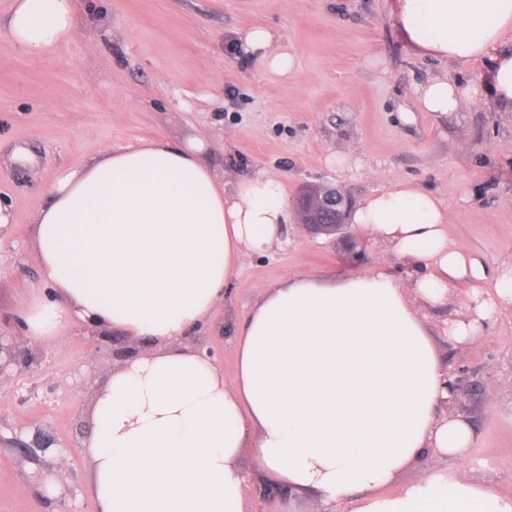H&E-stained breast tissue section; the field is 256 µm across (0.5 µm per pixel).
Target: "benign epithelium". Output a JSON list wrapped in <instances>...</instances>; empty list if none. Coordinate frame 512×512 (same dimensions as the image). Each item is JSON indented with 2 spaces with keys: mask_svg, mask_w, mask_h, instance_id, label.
Returning <instances> with one entry per match:
<instances>
[{
  "mask_svg": "<svg viewBox=\"0 0 512 512\" xmlns=\"http://www.w3.org/2000/svg\"><path fill=\"white\" fill-rule=\"evenodd\" d=\"M295 204L299 228L307 236H324L332 240L338 234L347 236L350 228L348 215L353 208V200L344 188L325 183H306L301 186ZM29 356L28 345L18 340L17 336L0 333V379L8 376L13 369L20 371L29 367ZM448 385L457 401L461 400L462 394L479 390L473 375L462 365L448 370ZM53 444L54 438L42 433L36 436L32 446L16 442V451L22 459L35 462L51 472L53 464L47 462L41 453Z\"/></svg>",
  "mask_w": 512,
  "mask_h": 512,
  "instance_id": "1",
  "label": "benign epithelium"
}]
</instances>
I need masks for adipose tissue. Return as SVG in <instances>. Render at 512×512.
Instances as JSON below:
<instances>
[{
    "label": "adipose tissue",
    "instance_id": "1",
    "mask_svg": "<svg viewBox=\"0 0 512 512\" xmlns=\"http://www.w3.org/2000/svg\"><path fill=\"white\" fill-rule=\"evenodd\" d=\"M415 53L462 67L486 62L477 87L439 76L415 107L451 118L471 95L512 112V0H387ZM75 0H13L0 29L50 54L72 34ZM243 54L288 76L294 59L275 34H239ZM202 141L110 148L57 174L33 226L34 258L49 286L21 313L27 339L67 338L78 323L144 343L91 404L83 443L98 512H245L241 458L259 482L353 512H512V496L461 475L396 487L427 450L463 457L473 432L454 414L439 356L419 313L469 284L448 319L460 344L512 306V264L489 268L448 238L449 209L411 181L353 212L365 234L413 272L287 276L252 309L225 384L206 353L184 347L195 326L235 317L224 289L253 256L283 242L295 214L279 177L260 169L227 188L204 165Z\"/></svg>",
    "mask_w": 512,
    "mask_h": 512
}]
</instances>
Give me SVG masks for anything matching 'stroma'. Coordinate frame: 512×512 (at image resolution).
<instances>
[{
    "mask_svg": "<svg viewBox=\"0 0 512 512\" xmlns=\"http://www.w3.org/2000/svg\"><path fill=\"white\" fill-rule=\"evenodd\" d=\"M278 30L295 57L279 77L237 48V31ZM482 63L460 67L409 50L383 0H76L71 38L37 55L0 31V318L16 320L43 285L32 226L56 173L78 169L115 145L161 139L202 140L204 161L227 184L258 169L277 174L288 199L300 185L343 187L354 202L413 181L450 207L448 236L490 266L512 259V115L485 97L447 120L414 110L417 87L446 74L462 84L485 78ZM353 153L363 167L343 175L329 155ZM288 243L251 258L225 291L236 323L293 273L329 276L380 266L410 267L352 229L350 240L312 239L296 225ZM447 312L427 322L445 365L462 360L482 384L465 395L473 441L463 458H426L398 476L414 483L437 469L464 470L479 484L512 493V310L461 345L447 332ZM188 345L211 350L225 383L236 375L234 325H202ZM35 359L0 384V512H97L86 481L82 442L92 428L95 391L112 374V345L83 326L68 340L31 342ZM46 431L68 449L66 480L76 498L39 501L35 464L14 452Z\"/></svg>",
    "mask_w": 512,
    "mask_h": 512,
    "instance_id": "obj_1",
    "label": "stroma"
}]
</instances>
